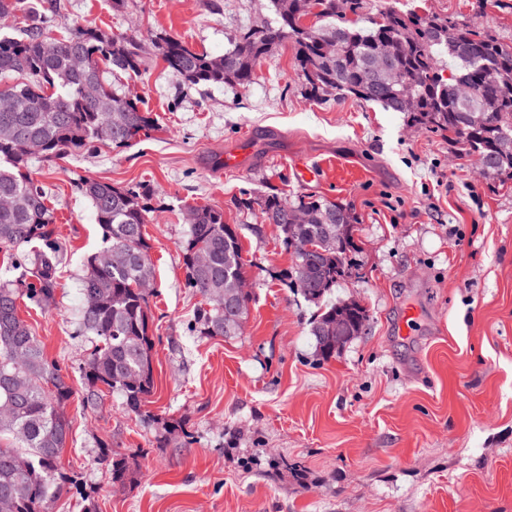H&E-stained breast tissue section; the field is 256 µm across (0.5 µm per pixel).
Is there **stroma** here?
<instances>
[{
  "label": "stroma",
  "mask_w": 512,
  "mask_h": 512,
  "mask_svg": "<svg viewBox=\"0 0 512 512\" xmlns=\"http://www.w3.org/2000/svg\"><path fill=\"white\" fill-rule=\"evenodd\" d=\"M56 22H90L142 42L163 33L218 56L237 31L275 21L268 0H33ZM474 20L512 46V0H369ZM159 123L127 147L35 160L64 244L54 299L20 306L74 394L61 465L78 476L52 512H512V181L479 169L463 145L355 98L306 96L292 46L261 60L246 88L183 87L150 57L122 79ZM248 143L245 168L224 171L225 147ZM317 171L298 179L296 159ZM150 185L145 233L154 389L144 415L107 394L84 406L81 279L102 246L79 178ZM322 196L357 218V268L330 299L356 301L369 322L328 360L310 334L316 308L288 288L293 258L264 222L265 193ZM252 198L251 210L237 198ZM222 209L248 262L241 335L200 336L202 299L184 286L189 205ZM420 316L398 333L405 306ZM166 433L167 447L155 438ZM134 455L126 489L98 464L101 446Z\"/></svg>",
  "instance_id": "stroma-1"
}]
</instances>
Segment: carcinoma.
<instances>
[{"instance_id": "carcinoma-1", "label": "carcinoma", "mask_w": 512, "mask_h": 512, "mask_svg": "<svg viewBox=\"0 0 512 512\" xmlns=\"http://www.w3.org/2000/svg\"><path fill=\"white\" fill-rule=\"evenodd\" d=\"M277 17L261 31L248 25L232 49L221 56L201 53L170 35L151 40L167 68L188 85L222 84L247 87L256 65L284 43L296 50L299 76L315 100L353 96L401 112L407 121L448 135L469 146L472 157L486 163L487 173L512 180V49L475 23L431 14L388 9L369 11L367 0H269ZM22 13L25 27L17 36L0 37V75L21 82L8 87L15 98L12 112H0V249L18 250L33 243L45 249L18 264V274L0 280V493H8L11 512H51V505L69 493L73 479L59 466L70 431L65 412L73 396L67 375L48 360L29 325L20 317L26 299L42 306L52 299L60 247L54 241L53 210L29 173L31 156L23 140L46 145L47 157L63 158L88 151L95 143L130 147L149 135L157 120L142 102L120 93L106 72L135 75L146 50L134 36H113L92 24H77L53 33L51 16L27 11L26 0H0V16ZM309 16L315 18L305 24ZM455 29L448 40V28ZM338 52L328 54V40ZM386 52L392 69L379 87L363 75L377 55ZM460 82L478 88L477 96L460 99ZM410 90L414 107L400 103ZM91 200L95 221L116 261L95 264L87 258L82 293L93 300L83 308L81 327L98 342L81 367L83 403L96 406L107 392L123 398L128 411L140 414L153 392L149 296L154 279L151 246L144 233L153 212V192L145 184L116 187L94 178L79 183ZM263 217L276 225L283 246L294 261L291 286L317 305L336 284L351 276L356 218L347 207L323 197L289 200L277 193L261 202ZM309 220L300 224L294 211ZM189 225L182 245L185 285L205 303L199 309L202 336H236L242 331L250 301L246 295L231 319L224 318V298L238 293L246 279V260L237 229L224 223V212L208 205L186 208ZM311 251L301 253L294 241ZM205 251L209 265L194 257ZM368 321L356 302L320 308L311 334L317 354L336 355L360 335ZM343 328L342 343L325 339L330 326ZM112 474V485L134 479L133 457L114 449L99 456Z\"/></svg>"}]
</instances>
